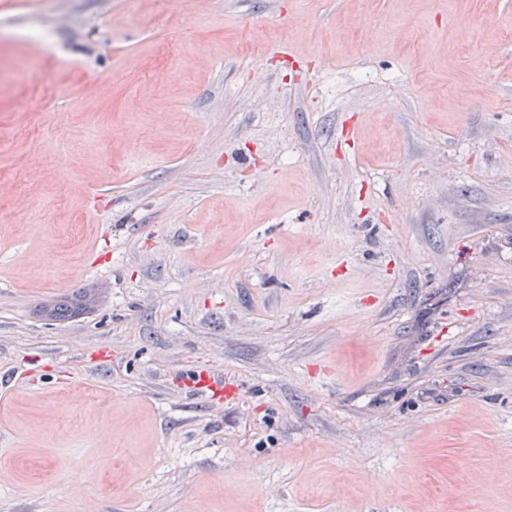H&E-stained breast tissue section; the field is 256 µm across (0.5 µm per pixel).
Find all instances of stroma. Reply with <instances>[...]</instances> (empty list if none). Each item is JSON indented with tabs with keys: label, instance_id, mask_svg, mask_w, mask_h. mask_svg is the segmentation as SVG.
<instances>
[{
	"label": "stroma",
	"instance_id": "1",
	"mask_svg": "<svg viewBox=\"0 0 512 512\" xmlns=\"http://www.w3.org/2000/svg\"><path fill=\"white\" fill-rule=\"evenodd\" d=\"M0 375V512H512V0H0ZM80 298L78 294L61 296L52 306L45 308L44 312L52 320H67L80 310ZM183 383L201 397L209 400H230L236 394L228 385H224V379L215 376L207 369L192 371L183 379Z\"/></svg>",
	"mask_w": 512,
	"mask_h": 512
}]
</instances>
